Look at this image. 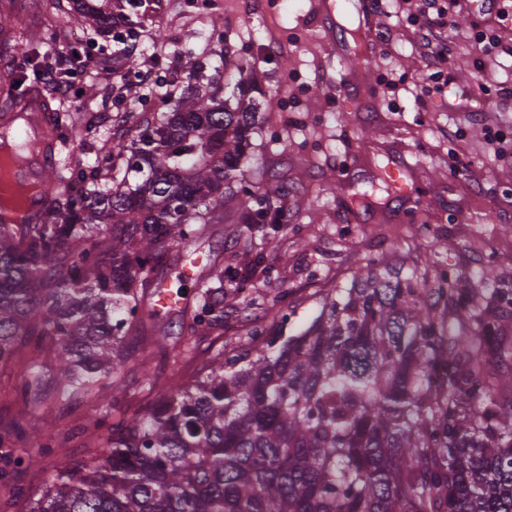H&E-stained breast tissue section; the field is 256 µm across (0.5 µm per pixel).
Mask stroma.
Returning a JSON list of instances; mask_svg holds the SVG:
<instances>
[{"label":"stroma","instance_id":"1","mask_svg":"<svg viewBox=\"0 0 512 512\" xmlns=\"http://www.w3.org/2000/svg\"><path fill=\"white\" fill-rule=\"evenodd\" d=\"M18 3L0 0V12L20 14L34 32L36 65L60 47L81 60L84 47L112 43L110 35L94 34L88 24L70 23L64 8L34 14ZM311 22V0H281L269 18L262 0H207L203 7L196 0H159L138 36L135 68L141 72H159L172 63L183 70L196 59L216 62L226 55L244 65L245 78L257 90L258 117L248 158L231 187L245 202L250 193L281 185L271 204L286 206L290 222L273 235L244 223L243 211L220 210L209 234L173 246L154 280L176 281L181 267L193 266L194 279L183 285L185 309H195L202 292L220 289L224 321L236 330L194 335L179 329V314L146 319L143 340L121 374L123 392L113 420L133 418L155 387L195 379L217 353H246L249 331L269 325V309H284L285 334L298 333L317 315L323 293L345 287L374 256L415 259L431 283L442 272L457 278L460 287L476 293L481 313L494 315L512 337V158H495L485 140L489 127L512 137V99L504 102L495 94L498 86H512V51L480 57L467 38L470 18L454 16V36L437 38L445 49L441 68L448 84L424 95L427 50L419 32L405 17L382 12L369 47L374 91L350 105L329 93L336 73L305 34ZM479 57L480 70L474 66ZM68 78L79 101L55 99L52 108L64 117L80 113L94 120L87 144L70 153L73 164L105 154L111 111L124 112L133 127L140 99L154 98L161 112L168 108L163 94L148 85L116 98L112 78L95 68L73 69ZM387 80L398 83L391 103L383 94ZM482 82L490 94L479 91ZM361 139L368 140V150L352 152ZM457 157L466 160V170L453 171ZM397 158L411 165L408 201L391 195L378 178ZM349 165L356 169L354 178L337 184V170ZM214 262L234 270L236 280L211 278ZM490 267L495 278L489 282ZM175 332L193 345L187 357L172 362L153 353V341ZM98 404L94 397L80 399L28 422L54 437L57 456L78 463L104 445L88 425ZM43 479L40 471L21 469L9 483L0 482L7 512H26ZM14 487L22 497L12 498Z\"/></svg>","mask_w":512,"mask_h":512}]
</instances>
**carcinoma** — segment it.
Returning <instances> with one entry per match:
<instances>
[{
  "label": "carcinoma",
  "instance_id": "1",
  "mask_svg": "<svg viewBox=\"0 0 512 512\" xmlns=\"http://www.w3.org/2000/svg\"><path fill=\"white\" fill-rule=\"evenodd\" d=\"M149 10L151 0H95L73 15L122 45L112 52L118 83L134 69ZM0 28L29 56L20 16L0 14ZM209 68L192 63L168 111L137 135L112 134L121 165L108 181L93 177L77 200L64 162L44 223L0 224V368L16 369L11 390L25 413L111 392L90 421L107 434L101 452L75 467L53 458L42 433L36 452L17 457L34 431L16 420L0 429V478L11 467L45 473L28 512H512V400L500 393L512 375L491 369L508 353L497 326L457 279L430 288L418 269L383 259L329 289L299 333L255 329L252 353L220 354L195 380L156 388L137 417L112 422L126 342L145 323L139 291L173 244L202 236L233 201L256 125L251 85L235 84L232 107ZM88 133L71 119L64 143L79 147ZM280 191L265 189L249 223H286L282 209H265ZM192 321L221 324L224 301L205 292ZM188 350L158 344L167 359Z\"/></svg>",
  "mask_w": 512,
  "mask_h": 512
}]
</instances>
